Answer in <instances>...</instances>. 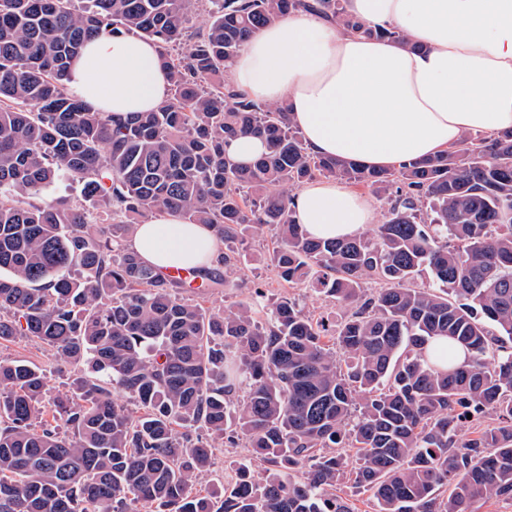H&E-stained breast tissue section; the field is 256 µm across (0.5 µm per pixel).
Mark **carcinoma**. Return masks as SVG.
Instances as JSON below:
<instances>
[{"instance_id":"carcinoma-1","label":"carcinoma","mask_w":512,"mask_h":512,"mask_svg":"<svg viewBox=\"0 0 512 512\" xmlns=\"http://www.w3.org/2000/svg\"><path fill=\"white\" fill-rule=\"evenodd\" d=\"M197 7L208 19L189 32ZM307 10L416 47L350 17L343 0H0V342L28 337L90 372L49 413L42 371L0 361V512H355L337 494L346 480L376 512L512 500V131L466 134L388 170L311 154L286 105L225 79L256 30ZM102 31L160 45L171 96L157 110L96 112L70 90L71 61ZM245 133L269 152L239 166L224 147ZM65 175L93 208L24 204ZM317 177L371 189L383 221L345 239L307 236L293 198ZM162 211L226 243L270 231L277 277L351 313L330 326L291 297L266 312L184 300L186 282L127 245L139 219ZM246 261L231 251L224 277L192 273L217 288ZM424 270L430 283L415 285ZM437 338L468 364L427 358ZM487 416L496 424L460 438ZM241 437L251 457L224 495L194 490L212 440Z\"/></svg>"}]
</instances>
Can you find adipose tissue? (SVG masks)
<instances>
[{
    "label": "adipose tissue",
    "mask_w": 512,
    "mask_h": 512,
    "mask_svg": "<svg viewBox=\"0 0 512 512\" xmlns=\"http://www.w3.org/2000/svg\"><path fill=\"white\" fill-rule=\"evenodd\" d=\"M368 25L395 26L408 45L371 40L299 11L251 35L228 68L249 99L284 103L307 148L363 169L396 168L454 148L463 134L512 130V0H345ZM71 90L101 112L157 109L170 95L160 48L134 35L90 39ZM297 220L323 239L375 223L378 202L339 179L295 198ZM131 248L154 269L219 266L205 224L162 213L135 225Z\"/></svg>",
    "instance_id": "obj_1"
}]
</instances>
